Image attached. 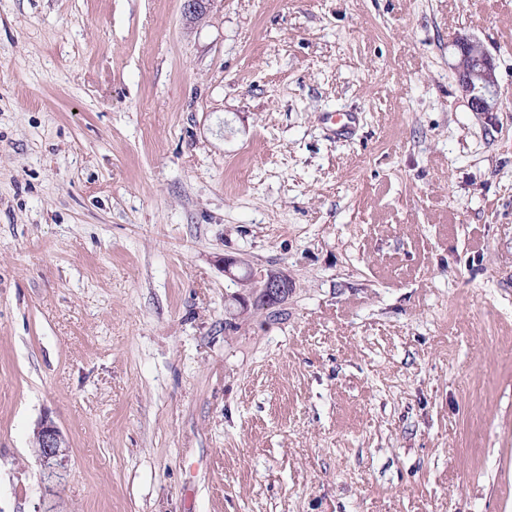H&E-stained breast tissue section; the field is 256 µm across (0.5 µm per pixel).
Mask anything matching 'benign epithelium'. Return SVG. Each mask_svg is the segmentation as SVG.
<instances>
[{
    "mask_svg": "<svg viewBox=\"0 0 512 512\" xmlns=\"http://www.w3.org/2000/svg\"><path fill=\"white\" fill-rule=\"evenodd\" d=\"M213 2L215 0H183L184 13L192 19L201 18L207 15ZM454 45L458 53L457 82L470 110L481 115L500 111L499 85L492 55L480 41L465 35L456 36ZM240 265L238 259H224L225 275L242 287V291L236 295V300L242 306L262 299L265 301L263 311L268 312L288 300L292 288L288 274L269 270L258 276L251 271L247 277L240 278L234 273V269ZM35 441L39 448L37 460L42 471V482L45 489L51 492L66 477L69 446L58 426L47 417L36 427Z\"/></svg>",
    "mask_w": 512,
    "mask_h": 512,
    "instance_id": "7a95c632",
    "label": "benign epithelium"
}]
</instances>
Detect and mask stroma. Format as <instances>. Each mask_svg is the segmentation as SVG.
Returning <instances> with one entry per match:
<instances>
[{
  "label": "stroma",
  "mask_w": 512,
  "mask_h": 512,
  "mask_svg": "<svg viewBox=\"0 0 512 512\" xmlns=\"http://www.w3.org/2000/svg\"><path fill=\"white\" fill-rule=\"evenodd\" d=\"M45 417L57 512H512V0H0V512ZM457 82L471 112L492 115L500 111L499 85L492 55L474 38L457 35ZM241 264V261L235 258L224 259L225 275L242 287V291L236 295V300L245 307L262 299L266 304L261 311L266 313L273 309H280L279 307L288 300V293L292 288L288 274L280 270H268L257 276L251 270L247 277L239 278L233 269H237ZM35 441L39 448L37 460L42 471L43 485L48 492H53L66 477L69 446L58 426L48 417L42 419L36 427Z\"/></svg>",
  "instance_id": "35a3bbf8"
}]
</instances>
